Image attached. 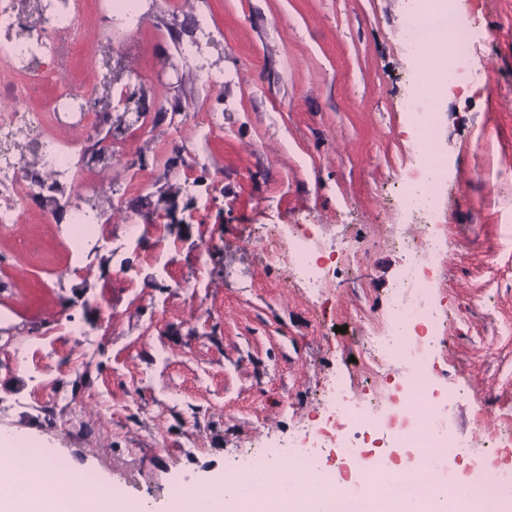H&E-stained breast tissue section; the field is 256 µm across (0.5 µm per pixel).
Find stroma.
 Returning a JSON list of instances; mask_svg holds the SVG:
<instances>
[{"instance_id":"1","label":"stroma","mask_w":512,"mask_h":512,"mask_svg":"<svg viewBox=\"0 0 512 512\" xmlns=\"http://www.w3.org/2000/svg\"><path fill=\"white\" fill-rule=\"evenodd\" d=\"M405 2L149 0L120 54L149 99L179 113L128 127L126 154L93 165L85 189L101 204L108 175L147 230L134 239L104 225L77 256L41 204L0 229V336L34 356L0 367V432L56 448L127 500L160 499L170 483L228 470L266 431L316 419L327 377L362 383V336L383 325L403 261L395 240L413 230L388 206L411 139L398 107L412 88ZM462 7L495 37L474 56L488 90L442 98L435 112L449 257L432 299L450 325L431 368L465 389L450 420L467 437L480 401L492 424L512 408V0ZM200 14L212 68L235 76L219 89L192 78L177 48ZM106 25L102 0H86L68 79L99 86ZM298 237L334 247L324 288L293 274ZM103 294L110 308L97 305ZM59 386L72 392L57 412L65 428L28 406Z\"/></svg>"}]
</instances>
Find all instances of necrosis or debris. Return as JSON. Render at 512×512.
<instances>
[{"instance_id": "obj_1", "label": "necrosis or debris", "mask_w": 512, "mask_h": 512, "mask_svg": "<svg viewBox=\"0 0 512 512\" xmlns=\"http://www.w3.org/2000/svg\"><path fill=\"white\" fill-rule=\"evenodd\" d=\"M440 2L407 0L402 22L403 46L408 55L419 59L423 85L400 103L411 120L413 138L397 199L423 232L404 245L408 258L399 270L384 331L370 332L364 344L374 367L387 360L400 361L402 377L383 395L362 398L346 381H329L317 419L287 440L269 439L243 451L233 472L260 475L273 450L283 447L298 472L314 474L330 455L356 462L380 444L395 449L406 462L390 485L392 493L434 483L445 487L449 502L454 503L457 481L450 464L476 457L483 474L469 485L470 512H482L490 501L499 512H512V415L502 414L497 428L480 425L482 445L458 437L449 419L458 392L438 384L429 373L430 352L446 323L432 303L430 272L445 258L435 229L440 224L437 185L448 175V164L433 142L432 115L437 98L449 86L472 78L470 62L484 38L472 25L444 26ZM83 9V0H65L62 9L48 13L31 7L29 0H0V68L36 59L42 68L34 72V80L52 78L74 51L63 36L80 26ZM26 97V88L18 86L8 103L0 104V130L23 132L30 142L27 149L0 156V227L22 224L35 199V187L47 180L63 182L68 192L58 198L57 210L71 216L68 238L74 251H82L96 225L114 223L122 201L113 196L105 207L88 206L86 177L75 160L83 149L82 140L39 135L43 111L29 108ZM326 255L319 246L294 242L291 261L307 287L323 286Z\"/></svg>"}]
</instances>
